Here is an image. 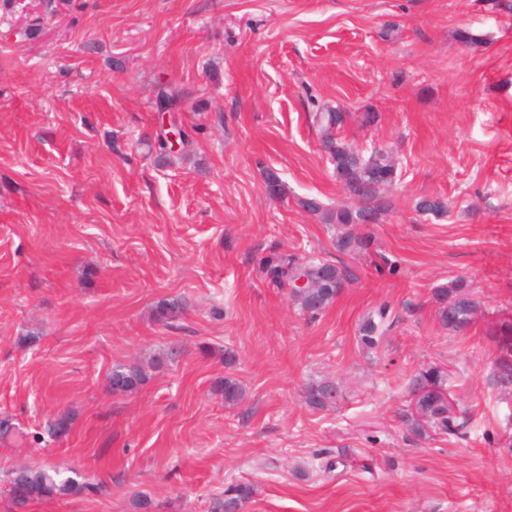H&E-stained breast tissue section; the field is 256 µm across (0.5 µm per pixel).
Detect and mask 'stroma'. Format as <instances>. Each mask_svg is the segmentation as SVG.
Masks as SVG:
<instances>
[{
	"label": "stroma",
	"instance_id": "1",
	"mask_svg": "<svg viewBox=\"0 0 512 512\" xmlns=\"http://www.w3.org/2000/svg\"><path fill=\"white\" fill-rule=\"evenodd\" d=\"M55 4L22 41L0 9V418L19 430L0 439V512H137L139 496L212 512L238 484L255 488L244 512H512V385L492 338L512 318V0ZM161 82L185 94L165 114ZM315 102L344 112L339 138L398 165L388 211L356 228L371 254L337 251L322 218L360 201ZM165 120L192 144L167 165ZM424 197L448 214L418 213ZM274 247L352 280L310 317L261 274ZM459 277L481 304L463 335L432 301ZM163 300L184 305L175 327L153 318ZM382 308L391 326L364 349ZM166 352L138 390L111 392L114 366ZM431 366L477 431L404 424L409 381ZM227 375L245 390L231 407ZM321 380L336 402L315 410L303 388ZM65 412L66 439L33 442ZM24 464L95 490L15 507L6 476ZM378 320L373 315L366 318L360 328V341L366 348H374L377 346L379 338L383 334L384 322L388 318L386 310H379L377 313Z\"/></svg>",
	"mask_w": 512,
	"mask_h": 512
}]
</instances>
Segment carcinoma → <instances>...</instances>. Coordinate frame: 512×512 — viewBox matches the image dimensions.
<instances>
[{
	"instance_id": "cac0c4a2",
	"label": "carcinoma",
	"mask_w": 512,
	"mask_h": 512,
	"mask_svg": "<svg viewBox=\"0 0 512 512\" xmlns=\"http://www.w3.org/2000/svg\"><path fill=\"white\" fill-rule=\"evenodd\" d=\"M182 99V92L174 85L161 83L156 87V101L160 110L172 111ZM314 125L325 134L324 146L333 162L336 178L353 196H358L364 205L352 209L344 207L329 215L328 221L336 224V250L340 252H364L371 249V239L355 235L351 228L361 224H375L388 203L381 191L393 184L396 178V163L392 156L382 149H374L367 156L338 139L333 130L341 127L344 114L329 108H319L310 115ZM261 271L265 278L278 288H286L298 278L308 281L309 287L291 293L300 308L311 314H318L336 301L350 282L349 271L328 260L318 257H297L294 254L274 249L261 259ZM433 301L440 327L451 332L465 331L473 323L479 301L472 295L466 280L458 278L446 287L434 289ZM183 313V307L170 302L159 303L154 310L155 321L170 326ZM386 310L377 316H368L360 328V341L367 348L377 346L383 334ZM501 333L495 337L498 349L503 352L497 360V373L501 382L512 383V323L504 322ZM148 379L143 365L118 366L113 369L110 384L115 391L127 393L142 386ZM447 374L438 367H428L413 376L409 390L432 384L445 388ZM219 390L224 403L234 405L242 401L243 388L231 377L220 381ZM336 387L327 382L310 383L305 388V401L314 409H325L334 403ZM417 411L405 415L409 428L420 433L430 426L448 435L457 432L462 424L457 422L454 411L441 397H429L416 403ZM8 494L12 501L23 506L29 502L47 498H63L80 495L93 487L67 474L62 469L46 470L27 467L14 469L7 479ZM253 495V487L238 484L224 492L212 512H241L243 505Z\"/></svg>"
}]
</instances>
